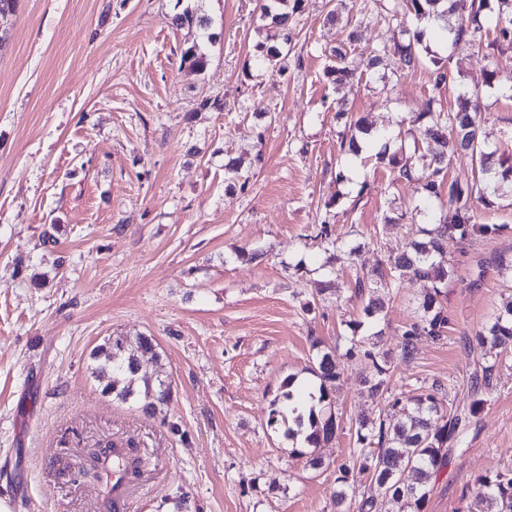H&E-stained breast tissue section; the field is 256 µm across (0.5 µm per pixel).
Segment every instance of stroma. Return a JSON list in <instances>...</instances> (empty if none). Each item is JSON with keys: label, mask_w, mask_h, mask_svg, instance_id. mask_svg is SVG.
I'll return each instance as SVG.
<instances>
[{"label": "stroma", "mask_w": 512, "mask_h": 512, "mask_svg": "<svg viewBox=\"0 0 512 512\" xmlns=\"http://www.w3.org/2000/svg\"><path fill=\"white\" fill-rule=\"evenodd\" d=\"M362 3L305 0L302 63L284 73L253 65L273 42L257 0H19L0 18V497L11 512H173L182 495L189 512H336V467L360 419L393 415L394 398L434 383L447 406L470 407L469 376L490 364L497 384L423 512H469L478 476L512 470V353L475 338L512 301L511 195L475 202L487 236L448 243L442 338L418 337L414 359H400L424 289L406 278L385 294L379 325L360 329L390 354L384 397L361 396L369 366L345 355L347 324L362 318L356 278L406 249L414 207L440 212L389 168L340 152L350 119L412 142L433 93L430 68L391 57L366 70L363 50L401 28ZM191 4L213 21L201 73L181 62L197 29L170 23ZM352 31L354 76L338 86L324 51ZM431 53L454 77L441 104L476 92L493 161L512 165V45L490 32ZM216 96L223 111L201 108ZM245 152L263 160L245 190L228 191L224 157ZM243 246L262 262L237 259ZM34 269L45 287L31 286ZM137 334L154 337L172 383L161 415L113 402L90 375L105 337ZM316 341L335 349L341 374L338 428L314 470L268 418L282 382L305 378ZM110 440L132 441L144 463L116 506L77 474Z\"/></svg>", "instance_id": "35a3bbf8"}]
</instances>
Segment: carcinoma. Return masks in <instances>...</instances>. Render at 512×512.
Instances as JSON below:
<instances>
[{
    "label": "carcinoma",
    "mask_w": 512,
    "mask_h": 512,
    "mask_svg": "<svg viewBox=\"0 0 512 512\" xmlns=\"http://www.w3.org/2000/svg\"><path fill=\"white\" fill-rule=\"evenodd\" d=\"M497 7L490 0H390L380 4L390 20L398 25L409 14L421 20L434 18L445 21L449 16H459L455 27L449 29L454 39L463 37L481 39L483 32L493 29L496 41L512 45V0H496ZM304 0H259L260 15L274 29L278 45L260 48L255 65L262 66L273 60L280 62V71H288V56L294 37L293 21L301 12ZM172 24L197 25L207 40H213L209 33L211 20L187 10L172 18ZM421 43V32L412 34L406 41H399L391 47H374L366 52L367 69L378 68L390 52L399 55L409 69L421 68L425 63L433 66L432 92L441 91L451 80L447 64L426 60L417 45ZM330 59L326 74L337 83L350 76L347 50L335 46L324 50ZM182 63L202 72L209 64V56L196 42L184 48ZM480 112L478 95L459 96L457 108L445 110L437 105L432 95L423 111L412 116V122L424 127L426 147L413 141L412 154L401 160L388 155L384 150L374 154L378 163H388L397 170L396 180L414 186L426 198H442L447 194L446 212L434 218L430 224H419L409 242L407 250L395 258L387 259V269H378L372 277L355 281V294L365 299L363 314L369 322L384 318V302L380 291L394 287L395 280L410 277L427 283V291L415 310L416 319L401 333L400 355L409 361L415 354V341L419 336L439 339L448 325L441 304L445 288L452 276L448 264V240L465 243L473 238L491 232L487 224L476 219L472 205L473 188L456 181H448L443 162L448 151H465L482 173L488 174L486 185H501L504 191L512 193V166L499 172L486 167V142L482 137L477 120ZM368 133L359 122L349 123L348 129L340 134V148L359 151L357 136ZM224 180L231 185L245 187L249 174L243 170L239 159H230L224 164ZM476 338L500 353L512 352V303L494 315L485 327L476 332ZM320 342H313L316 354L312 358L310 371L319 380L316 388L308 390L294 387L289 379L283 387L286 391L272 401L269 423L291 420L292 427L287 434L293 436L306 431L305 442L309 452V465L317 469L323 465V458L315 449L329 443L336 433L334 387L339 378V364L330 350L319 348ZM150 354L157 357L154 340L150 336H110L92 352L94 365L92 374L102 384V393L112 396L121 403H134L148 414H154L168 405L172 398L171 384L144 367L141 357ZM369 361L370 371L363 380L362 394L376 400L388 391L391 374L387 353L371 349L363 351ZM496 386L494 367L485 366L471 378L473 393L479 396L470 406L469 412L447 410L439 397L441 386H420L406 398L404 417L396 422L382 419L379 423L359 422L357 441L361 447L354 449L348 460L338 466L334 500L336 512H346L347 489L357 479L367 477L386 496L403 502L409 512H422L430 493V481L443 467L448 465L449 447L458 443L460 429L470 416L484 402L480 395L490 392ZM476 512H512V471L484 475L474 484Z\"/></svg>",
    "instance_id": "cac0c4a2"
}]
</instances>
